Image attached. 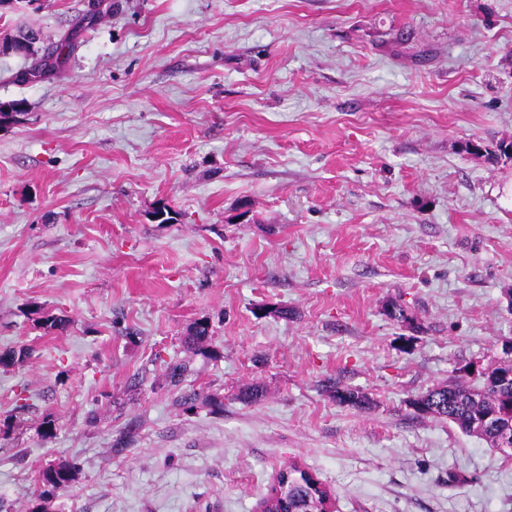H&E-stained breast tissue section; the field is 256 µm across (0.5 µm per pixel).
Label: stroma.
I'll list each match as a JSON object with an SVG mask.
<instances>
[{
    "label": "stroma",
    "instance_id": "stroma-1",
    "mask_svg": "<svg viewBox=\"0 0 512 512\" xmlns=\"http://www.w3.org/2000/svg\"><path fill=\"white\" fill-rule=\"evenodd\" d=\"M21 29L73 51L24 82L0 54V352L32 351L0 512L71 458L50 512H258L291 463L334 512H512V457L409 405L512 339V0L0 6Z\"/></svg>",
    "mask_w": 512,
    "mask_h": 512
}]
</instances>
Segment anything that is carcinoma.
Returning a JSON list of instances; mask_svg holds the SVG:
<instances>
[{
  "instance_id": "cac0c4a2",
  "label": "carcinoma",
  "mask_w": 512,
  "mask_h": 512,
  "mask_svg": "<svg viewBox=\"0 0 512 512\" xmlns=\"http://www.w3.org/2000/svg\"><path fill=\"white\" fill-rule=\"evenodd\" d=\"M37 41L29 36V32L20 31L13 36L4 37L0 42V53L13 54L24 59H34V64L41 65L55 55H62L68 47L64 42L53 49L39 52ZM36 324L45 330H65L70 320L40 308L34 311ZM211 338V327L208 321L195 322L187 332L184 343L195 349H200ZM191 371L187 363L169 364L166 367V378L170 384L177 386ZM512 367L496 361L483 369L484 379L479 387L471 386L465 377L460 376L445 386L435 387L418 395L409 402L416 412L433 415L448 420L462 432L475 436L487 445L498 447V434L495 429L480 424H473L481 414H496L503 426L512 434V377L507 374ZM334 399L339 405L364 408L370 405V400L361 392L340 386L334 387ZM81 463L75 459L58 463H49L39 471L41 491L31 502L28 512H47V505L55 490L67 487L80 473ZM288 474L304 481V485L288 491V512H306L308 508L309 481L319 482L297 464L288 466Z\"/></svg>"
}]
</instances>
